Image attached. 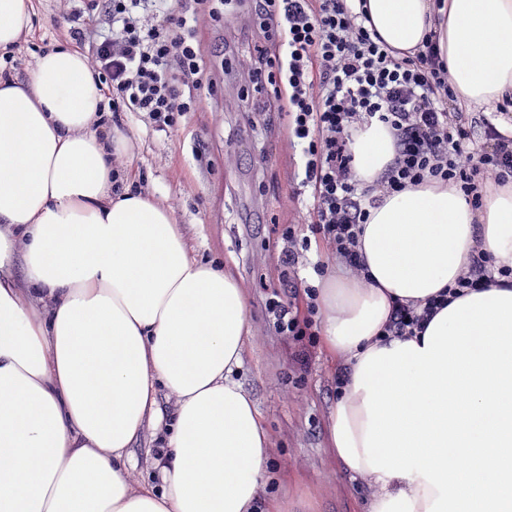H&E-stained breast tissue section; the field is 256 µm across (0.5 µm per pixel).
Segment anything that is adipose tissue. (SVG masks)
I'll list each match as a JSON object with an SVG mask.
<instances>
[{"mask_svg": "<svg viewBox=\"0 0 512 512\" xmlns=\"http://www.w3.org/2000/svg\"><path fill=\"white\" fill-rule=\"evenodd\" d=\"M373 27L410 51L438 46L459 105L512 97V0H367ZM31 25V0H0V51ZM103 86L79 52L0 76V512H253L269 436L231 374L249 334L237 279L193 258L149 195L112 191ZM350 149L372 182L394 156L380 123ZM367 279L318 294L322 344L345 372L329 411L344 476L376 489L366 512H512V286L472 291L422 333L383 334L395 301L452 284L474 249L512 265V183L472 210L452 185L370 209ZM21 265L23 277L10 270ZM175 397L159 486L126 466L156 394Z\"/></svg>", "mask_w": 512, "mask_h": 512, "instance_id": "1", "label": "adipose tissue"}]
</instances>
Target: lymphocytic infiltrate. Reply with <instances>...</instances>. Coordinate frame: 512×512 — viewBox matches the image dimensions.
<instances>
[{
	"instance_id": "1",
	"label": "lymphocytic infiltrate",
	"mask_w": 512,
	"mask_h": 512,
	"mask_svg": "<svg viewBox=\"0 0 512 512\" xmlns=\"http://www.w3.org/2000/svg\"><path fill=\"white\" fill-rule=\"evenodd\" d=\"M72 17L67 35L105 85L111 112L136 113L158 132L216 95L217 72L241 71L254 92L248 112L267 129L286 126L302 147L300 184L311 200L299 205V223L355 276L368 271L359 242L368 210L386 195L448 184L477 210L487 184L512 179V134L458 106L436 34L399 54L368 27L366 0H85ZM207 21L218 38L211 46L201 35ZM372 122L390 129L395 155L367 184L354 174L350 142ZM509 283L512 266L478 253L440 298L393 306L384 333L417 335L443 304Z\"/></svg>"
}]
</instances>
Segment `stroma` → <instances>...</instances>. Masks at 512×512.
I'll list each match as a JSON object with an SVG mask.
<instances>
[{
	"mask_svg": "<svg viewBox=\"0 0 512 512\" xmlns=\"http://www.w3.org/2000/svg\"><path fill=\"white\" fill-rule=\"evenodd\" d=\"M69 25L58 0H32L31 28L12 51L11 76L26 80L42 51L68 47L62 32ZM240 88L234 76H225L222 98L203 100L168 134L152 131L135 113H122L121 130L133 144L123 171L172 213L193 257L223 265L245 290L251 334L232 378L254 400L271 441L270 481L256 502L258 512H265L272 498L286 512H361L374 487L361 479L349 488L327 451L328 411L341 372L327 358L319 320L310 319L301 296L281 288L279 281L283 229L294 227L297 237L311 239L299 263L307 284L317 283L313 265L325 260L329 248L295 221L289 174L297 155L286 130L268 135L260 128L246 129ZM201 141L209 149L203 163L194 155ZM263 180L276 182V189L261 192ZM275 295L302 320L301 333L276 332L266 310ZM158 446L157 431L145 428L132 450V486L152 483Z\"/></svg>",
	"mask_w": 512,
	"mask_h": 512,
	"instance_id": "obj_1",
	"label": "stroma"
}]
</instances>
